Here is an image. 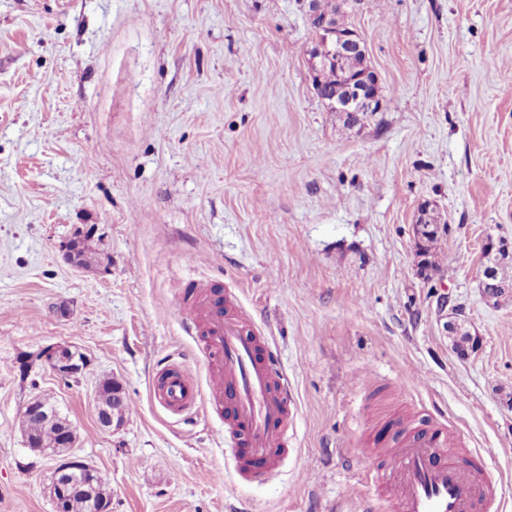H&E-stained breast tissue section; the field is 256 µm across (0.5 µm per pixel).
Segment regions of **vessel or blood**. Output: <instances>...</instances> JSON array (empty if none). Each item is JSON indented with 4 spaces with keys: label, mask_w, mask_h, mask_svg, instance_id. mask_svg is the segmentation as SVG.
<instances>
[{
    "label": "vessel or blood",
    "mask_w": 512,
    "mask_h": 512,
    "mask_svg": "<svg viewBox=\"0 0 512 512\" xmlns=\"http://www.w3.org/2000/svg\"><path fill=\"white\" fill-rule=\"evenodd\" d=\"M185 322L203 338L210 402L224 410L238 469L255 462L263 481H277L298 407L261 330L247 312L227 309L214 289L186 309ZM152 396L168 413L182 416L196 407L199 388L173 364L155 379ZM387 453L390 466L373 465L365 473L380 495V512H492L496 489L489 472L496 449L473 452L443 425L421 429L404 422Z\"/></svg>",
    "instance_id": "1"
}]
</instances>
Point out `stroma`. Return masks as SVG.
Instances as JSON below:
<instances>
[{
    "label": "stroma",
    "instance_id": "obj_1",
    "mask_svg": "<svg viewBox=\"0 0 512 512\" xmlns=\"http://www.w3.org/2000/svg\"><path fill=\"white\" fill-rule=\"evenodd\" d=\"M348 22L383 95L352 131L312 87L305 0H0V512H56L57 460L21 426L36 395L112 512H355L407 416L496 449L512 512V303L480 290L486 239L512 243V0H355ZM426 202L447 228L424 277ZM200 282L294 389L278 482L235 475L178 306ZM451 306L481 339L465 357ZM60 344L87 356L78 380L41 361ZM174 363L202 395L185 417L152 397ZM105 375L125 401L109 432Z\"/></svg>",
    "mask_w": 512,
    "mask_h": 512
}]
</instances>
